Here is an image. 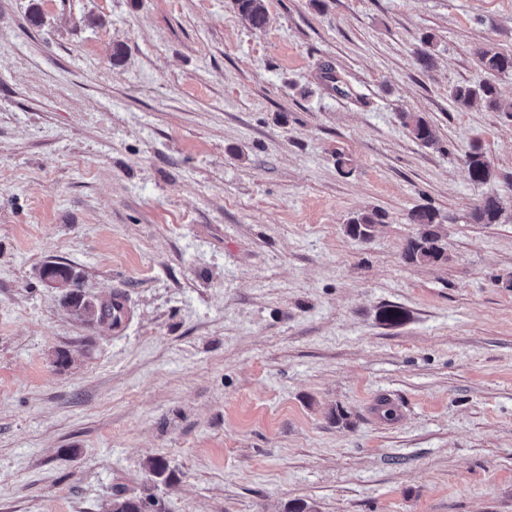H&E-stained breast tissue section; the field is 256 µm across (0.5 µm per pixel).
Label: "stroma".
Returning a JSON list of instances; mask_svg holds the SVG:
<instances>
[{"label":"stroma","mask_w":512,"mask_h":512,"mask_svg":"<svg viewBox=\"0 0 512 512\" xmlns=\"http://www.w3.org/2000/svg\"><path fill=\"white\" fill-rule=\"evenodd\" d=\"M265 4L0 0V512H512V117L448 95L512 98L476 54L512 53V0ZM238 14L251 27L261 29L266 26L268 12L264 0H233ZM450 96L460 108H469L478 102L494 112H504L512 116V100L502 98L497 86L491 81H484L477 87L456 85ZM403 125L409 133L425 146L435 144L436 132L432 125L422 116L416 114H404ZM465 164L467 166L470 179L475 184L482 185L488 183L495 177V172L491 167V164L477 147L473 146L465 153ZM437 214L430 208H416L410 213L411 224H418L419 235L411 239L405 249L407 258L415 263H433L444 256L439 246L440 234L436 222ZM383 216L376 210L361 213L346 225V232L354 238L367 240L373 237L378 224H382ZM126 301L125 296L122 293L113 294L103 299H84L79 309L72 307L69 300L68 304L74 309V312L84 322L91 325H104L107 324L109 327H114L118 321V312L123 313L124 304L119 299ZM127 313L125 314L124 321L118 327L113 329H121L127 319Z\"/></svg>","instance_id":"35a3bbf8"}]
</instances>
